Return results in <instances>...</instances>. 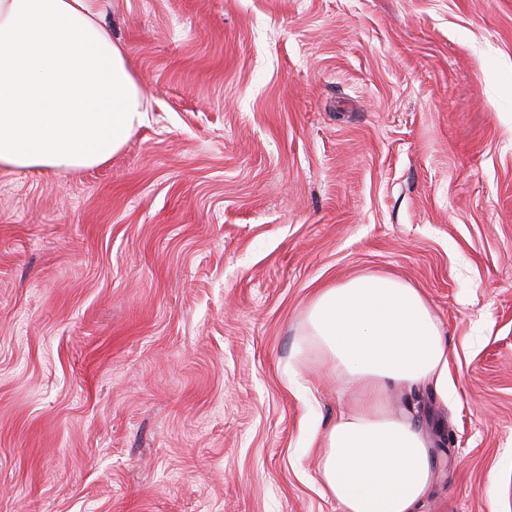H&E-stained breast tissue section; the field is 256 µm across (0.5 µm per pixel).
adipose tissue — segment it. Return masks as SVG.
<instances>
[{"label": "adipose tissue", "instance_id": "1", "mask_svg": "<svg viewBox=\"0 0 512 512\" xmlns=\"http://www.w3.org/2000/svg\"><path fill=\"white\" fill-rule=\"evenodd\" d=\"M100 0H0V168L72 171L107 162L145 116V93L99 21ZM304 331L358 398L320 438L338 512H421L433 441L396 391L448 397V339L421 292L386 274L320 289Z\"/></svg>", "mask_w": 512, "mask_h": 512}]
</instances>
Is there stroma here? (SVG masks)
<instances>
[{"label":"stroma","instance_id":"35a3bbf8","mask_svg":"<svg viewBox=\"0 0 512 512\" xmlns=\"http://www.w3.org/2000/svg\"><path fill=\"white\" fill-rule=\"evenodd\" d=\"M146 112L0 169V512H336L320 288H418L424 512H512V0H102Z\"/></svg>","mask_w":512,"mask_h":512}]
</instances>
